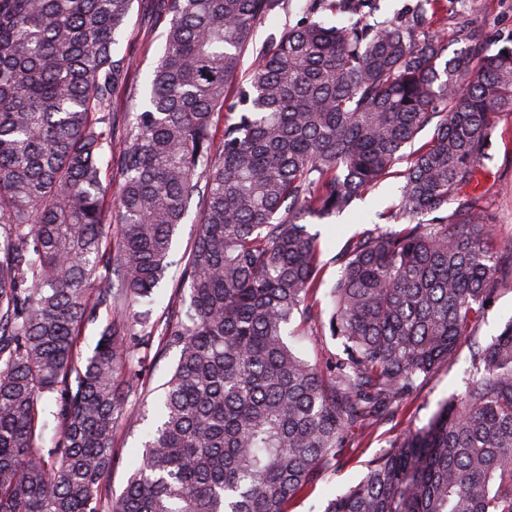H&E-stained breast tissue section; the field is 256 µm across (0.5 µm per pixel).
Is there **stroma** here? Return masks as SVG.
<instances>
[{
    "instance_id": "obj_1",
    "label": "stroma",
    "mask_w": 512,
    "mask_h": 512,
    "mask_svg": "<svg viewBox=\"0 0 512 512\" xmlns=\"http://www.w3.org/2000/svg\"><path fill=\"white\" fill-rule=\"evenodd\" d=\"M306 0H284L281 9L258 22L242 54L241 72L228 88L229 99H236L238 88L247 83L254 68L257 51L268 38L283 27L295 23L303 13ZM424 6L433 31L451 35L464 20L474 19L481 24L488 39L493 41L512 35V0H379L377 20H391L416 6ZM164 25L155 22L149 0H135L133 10L119 37L117 51L134 59L128 84L121 95L114 120L113 149L105 153L101 179L110 195H117L121 181L117 153L126 133L125 115L140 105L145 91V79L156 66L164 44ZM486 175L475 189L479 206L496 226L494 242L499 246L512 245V120L499 123L493 146L485 161ZM402 177L390 173L362 199L355 201L345 214L323 220H311L309 229L320 236L323 284L309 302L311 313L329 314L328 292L340 275L337 260L345 240L353 234L381 226L395 227L394 213L400 197ZM196 213H189L180 225L173 243V264L153 295L154 314H161L171 303L173 288L190 254L197 232ZM512 320V288L501 289L495 302L476 323L471 336L462 339L452 361L441 364L433 373L419 380L414 394L372 424L361 436L357 447L349 449L337 462L334 471L316 487L297 495L289 504V512H319L327 499L347 491L362 478L366 466L379 458L408 429L423 426L437 411L440 403L452 394L461 392L477 348L488 345ZM294 336L289 342L301 357L313 361L319 357L339 354L340 344L330 336L316 333L313 324L296 318ZM179 353L171 349L159 359L148 362V391L145 397L132 401L125 418L115 430V445L121 452L112 469L113 493H120L129 476L130 464L139 458L144 441L147 416L153 415L164 384L169 380Z\"/></svg>"
}]
</instances>
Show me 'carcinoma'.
<instances>
[{
	"instance_id": "cac0c4a2",
	"label": "carcinoma",
	"mask_w": 512,
	"mask_h": 512,
	"mask_svg": "<svg viewBox=\"0 0 512 512\" xmlns=\"http://www.w3.org/2000/svg\"><path fill=\"white\" fill-rule=\"evenodd\" d=\"M307 2L257 54L217 151L242 49L282 0H152L165 44L127 113L107 217L100 160L134 68L113 45L134 0H0V512H288L512 283V251L469 193L512 114V45L467 28L449 57L420 6L375 23L377 0ZM328 5L356 19H313ZM402 161L406 224L347 242L330 314L313 319L343 355L305 360L288 325L322 284L306 219ZM196 197L186 297L154 317L138 307ZM103 309V347L85 357L80 329ZM155 343L179 357L114 496L113 432ZM321 512H512V321L473 354L464 390Z\"/></svg>"
}]
</instances>
